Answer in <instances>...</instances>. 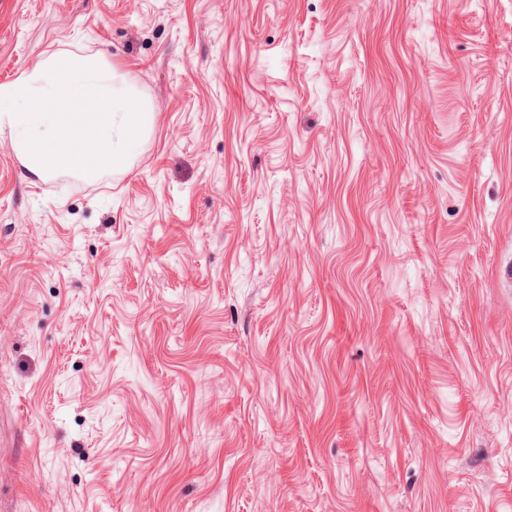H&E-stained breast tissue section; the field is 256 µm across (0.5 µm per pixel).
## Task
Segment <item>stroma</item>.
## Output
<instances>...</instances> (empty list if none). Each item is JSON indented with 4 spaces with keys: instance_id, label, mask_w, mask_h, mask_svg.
I'll return each mask as SVG.
<instances>
[{
    "instance_id": "obj_1",
    "label": "stroma",
    "mask_w": 512,
    "mask_h": 512,
    "mask_svg": "<svg viewBox=\"0 0 512 512\" xmlns=\"http://www.w3.org/2000/svg\"><path fill=\"white\" fill-rule=\"evenodd\" d=\"M155 123L0 132V512H512V0H0Z\"/></svg>"
}]
</instances>
